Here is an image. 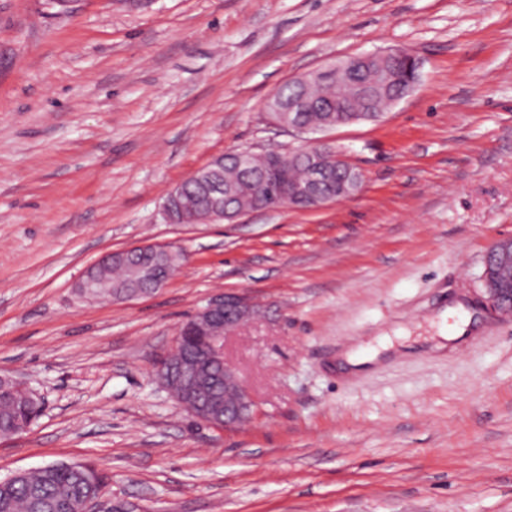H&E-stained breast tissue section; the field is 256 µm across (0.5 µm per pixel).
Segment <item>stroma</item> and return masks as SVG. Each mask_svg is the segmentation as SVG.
I'll use <instances>...</instances> for the list:
<instances>
[{
	"label": "stroma",
	"instance_id": "1",
	"mask_svg": "<svg viewBox=\"0 0 512 512\" xmlns=\"http://www.w3.org/2000/svg\"><path fill=\"white\" fill-rule=\"evenodd\" d=\"M408 48L416 90L327 137L363 173L323 208L171 224L168 193L235 149L302 143L266 118L289 79ZM512 237V0H0V373L43 402L0 480L106 477L92 512H512V318L484 259ZM187 259L157 291L87 299L104 253ZM265 313L224 356L254 402L220 430L155 368L215 293ZM463 302L474 344L432 350ZM410 337L338 374L336 354Z\"/></svg>",
	"mask_w": 512,
	"mask_h": 512
}]
</instances>
